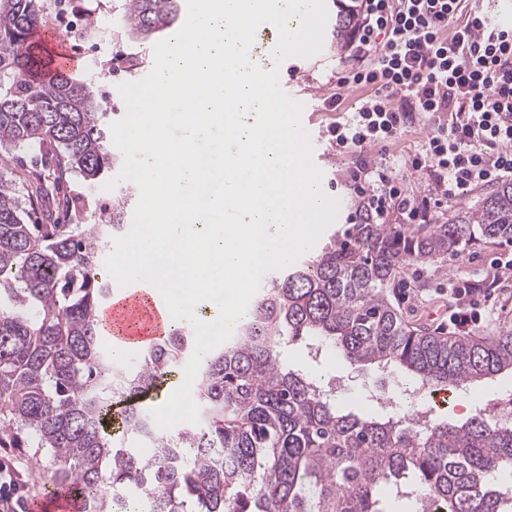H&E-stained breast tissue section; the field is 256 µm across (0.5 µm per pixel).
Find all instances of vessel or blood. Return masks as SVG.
<instances>
[{"label": "vessel or blood", "mask_w": 512, "mask_h": 512, "mask_svg": "<svg viewBox=\"0 0 512 512\" xmlns=\"http://www.w3.org/2000/svg\"><path fill=\"white\" fill-rule=\"evenodd\" d=\"M485 15L499 29L512 31V0H485ZM270 24L259 27L262 40L250 48L257 66L264 70L275 67L274 50L278 39ZM104 325L106 348L121 350L123 355L159 343L171 332L168 307L160 291L152 284L137 281L125 286L113 285L112 295L98 314ZM81 503L72 494H51L30 506V512H80Z\"/></svg>", "instance_id": "vessel-or-blood-1"}]
</instances>
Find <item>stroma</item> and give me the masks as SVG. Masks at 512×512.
<instances>
[{
  "mask_svg": "<svg viewBox=\"0 0 512 512\" xmlns=\"http://www.w3.org/2000/svg\"><path fill=\"white\" fill-rule=\"evenodd\" d=\"M352 52L350 41H337L333 28H326L322 51L310 58L288 57L280 63V86L290 97L309 105L307 118L315 135L321 139L324 159L318 164L323 173V187L328 195L343 202V212L332 231L342 230L348 216L358 205L356 196L349 190L346 179L353 167V155L339 153L332 143L328 129L347 117V106L331 108L326 98L336 90V74L345 66ZM426 136L423 123H415L398 141L391 145L389 153L396 159L394 174L417 197L428 193L429 176L414 172L407 166L409 155L420 150ZM53 161H37L35 153L20 155L7 169L5 176L15 182L22 198L26 223L43 224L48 217H55L62 224L73 221V214L65 209V201H75L91 210L102 211L111 204L115 195L129 193L128 209H135L139 200L136 184L123 180L115 185L89 186L80 176H69L67 181L56 182ZM41 179L49 190L41 197L30 196L28 190L34 179ZM505 244L478 242L464 250L449 254L445 264L408 266L404 275L405 287L395 289L393 303L407 324L421 325L435 335L448 333L447 319L429 320L430 309L447 308L455 299L448 291L449 284L464 286L465 283L482 285L497 257L503 256ZM288 363L302 367L324 382L334 385L336 403L342 409L368 415L395 413V402L400 394L395 384L386 379L384 372L374 367L350 364L338 352L327 351L311 359L306 349L297 343L288 346ZM512 394V375L502 374L479 383L470 391L473 409L482 411L491 421L499 420L498 404Z\"/></svg>",
  "mask_w": 512,
  "mask_h": 512,
  "instance_id": "obj_1",
  "label": "stroma"
}]
</instances>
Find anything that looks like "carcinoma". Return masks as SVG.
Instances as JSON below:
<instances>
[{
    "instance_id": "1",
    "label": "carcinoma",
    "mask_w": 512,
    "mask_h": 512,
    "mask_svg": "<svg viewBox=\"0 0 512 512\" xmlns=\"http://www.w3.org/2000/svg\"><path fill=\"white\" fill-rule=\"evenodd\" d=\"M180 13L181 0H125L122 27L147 40ZM357 19L344 7L336 38ZM42 20L39 0H0V448L35 449L47 484L81 496L84 512H116L129 496L150 512H512L502 482L512 423L345 411L283 354L295 341L325 346L429 388L512 372V324L481 339L433 336L405 324L387 295L409 264L479 239L512 241V181L453 223L364 217L272 274L237 337L201 362L199 422L161 431L140 400L192 356L191 333L125 363L102 350L95 320L112 292L95 269L124 228L127 197L103 224H27L1 174L16 151L56 149L59 176L95 186L122 158L88 81L37 77L29 40Z\"/></svg>"
}]
</instances>
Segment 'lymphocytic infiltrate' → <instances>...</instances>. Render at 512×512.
Masks as SVG:
<instances>
[{"label":"lymphocytic infiltrate","mask_w":512,"mask_h":512,"mask_svg":"<svg viewBox=\"0 0 512 512\" xmlns=\"http://www.w3.org/2000/svg\"><path fill=\"white\" fill-rule=\"evenodd\" d=\"M461 0H364L352 34L354 51L336 78L330 106L341 88L366 87L364 105L330 134L339 150L377 149L361 161L350 187L375 223L398 209L402 223L419 224L428 207L443 206L470 187L512 178V31L482 14L449 27ZM427 135L409 160L429 172V197L406 194L393 176L386 148L413 120Z\"/></svg>","instance_id":"obj_1"}]
</instances>
